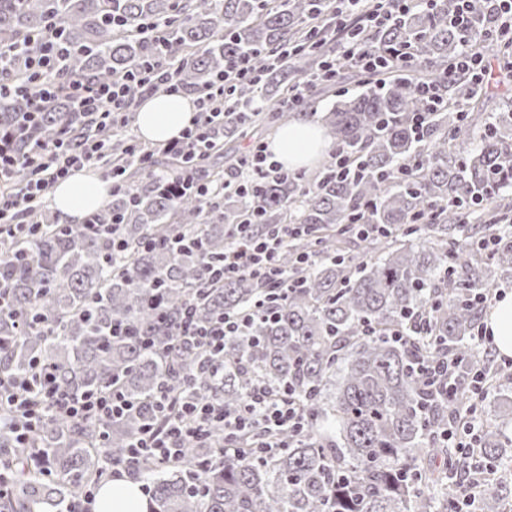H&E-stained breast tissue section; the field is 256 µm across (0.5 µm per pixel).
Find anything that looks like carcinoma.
Wrapping results in <instances>:
<instances>
[{
	"label": "carcinoma",
	"mask_w": 512,
	"mask_h": 512,
	"mask_svg": "<svg viewBox=\"0 0 512 512\" xmlns=\"http://www.w3.org/2000/svg\"><path fill=\"white\" fill-rule=\"evenodd\" d=\"M316 0H0V49H15L5 73L20 77L32 50L28 37L50 30L83 53L65 74L86 79L120 75L156 56L176 64L188 90L207 86L230 58L251 51L261 68L257 85H241L239 101L262 107L242 123L234 114L210 132L214 148L236 142L256 124L285 127L295 112L280 106L288 89L317 72L324 49L312 45L308 23ZM457 0H431L369 34L386 52L408 47L414 64L402 72L359 80L363 90L321 117L334 147L360 162L365 176L268 180L257 193L224 195L214 211L192 194L126 160L118 134L65 105L48 110L37 137L53 143L87 137L112 144L115 163L134 191L114 194L94 215L123 221L124 256L84 224L43 212L39 234L0 236V382L30 378L49 365L70 394L120 391L131 408L120 417L67 422L43 417L20 448L0 416V470L14 476L0 512H63L87 483L99 490L103 464L127 467L126 448L147 424L163 420L155 398L168 389L193 403L238 408L256 382L291 390L305 407L303 430L271 437L249 427L188 443L185 459L135 472L148 481L152 512H462L448 489L468 468L497 466L501 429L481 432L468 456L448 448L440 433L454 420L466 379L451 399H437L421 365L446 353L476 362L472 345L482 310L472 302L489 275L512 276V233L502 219L466 226L463 216L512 187V103L482 116L481 91L448 71L463 52L454 24ZM474 36L494 46L495 0H472ZM150 19L167 23L165 44L141 35ZM285 47L283 59L274 54ZM444 84L448 106L425 132L412 118L429 111L422 81ZM27 111L22 97L0 100V125ZM466 133L478 145L456 151L448 141ZM402 174L395 175L397 168ZM431 216L422 228L412 220ZM381 233L359 237L360 254L343 250L360 221ZM264 234L281 224L307 232L290 238L280 264L301 285L288 289L277 315L256 316L244 336L224 342V379L211 375L204 352L178 343L184 314L207 324L243 312L259 299V283L242 275L218 284L207 267L224 261L236 225ZM149 248H144L145 243ZM27 256L18 264L15 256ZM305 255L314 262L303 268ZM406 341L392 339L395 329ZM270 453L250 454L271 441ZM508 488L484 492L479 512H503Z\"/></svg>",
	"instance_id": "obj_1"
}]
</instances>
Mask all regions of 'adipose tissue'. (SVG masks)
I'll list each match as a JSON object with an SVG mask.
<instances>
[{
    "mask_svg": "<svg viewBox=\"0 0 512 512\" xmlns=\"http://www.w3.org/2000/svg\"><path fill=\"white\" fill-rule=\"evenodd\" d=\"M196 106L191 96L157 94L146 98L137 109L136 127L142 140L165 143L179 138L191 127ZM322 127L305 118L282 128L271 142L277 161L290 168L315 164L328 150ZM108 195L107 184L97 174L81 170L59 180L51 190L54 209L79 218L101 205ZM94 512H150L141 485L130 477L113 479L96 496Z\"/></svg>",
    "mask_w": 512,
    "mask_h": 512,
    "instance_id": "adipose-tissue-1",
    "label": "adipose tissue"
}]
</instances>
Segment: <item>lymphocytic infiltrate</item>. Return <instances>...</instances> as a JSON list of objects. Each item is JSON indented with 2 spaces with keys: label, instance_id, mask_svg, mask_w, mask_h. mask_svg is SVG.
Returning a JSON list of instances; mask_svg holds the SVG:
<instances>
[{
  "label": "lymphocytic infiltrate",
  "instance_id": "lymphocytic-infiltrate-1",
  "mask_svg": "<svg viewBox=\"0 0 512 512\" xmlns=\"http://www.w3.org/2000/svg\"><path fill=\"white\" fill-rule=\"evenodd\" d=\"M331 2L336 6L332 23L312 21L309 31L317 42L334 46L336 52L323 61L318 78L299 81L291 98L298 109L306 105L317 83L335 80L341 62H348L363 74L375 75L404 68L412 59L408 51L397 50L386 55L375 45L351 39L349 35L353 29L369 32L386 25L407 8L409 0ZM35 41L38 50L29 55L23 77L0 81V99L14 95L27 98L29 102L27 117L0 132V232L8 230L26 235L35 231L32 209L42 205L48 190L68 176L72 168L92 165L105 169L113 190L129 188L119 170L111 168L109 157L99 142L86 140L75 148L65 141L45 146L32 142V130L42 112L63 100L77 112L96 116L101 125L122 126L132 108L127 97L129 85H140L150 93L159 81L164 92L182 90L174 79H163L165 66L157 61L140 63L119 76L90 81L68 78L64 75L65 49L57 38L41 34ZM259 79L254 54L243 52L230 60L199 96L192 127L186 129L181 138L166 144L164 153L181 157L201 155L210 126L223 119L225 113L238 112L234 97L237 85L255 83ZM287 175V169L272 161L267 144L261 141L249 146L234 173L221 183L201 180L189 170L181 179L200 199L211 203L223 199L225 193L246 194L263 181ZM289 232V227L284 225L274 234L259 236L252 232L250 225H237V243L225 250L222 265L208 269L209 280L218 283L247 273L262 280L276 300H285L289 280L279 266L278 254ZM249 319L246 313L227 314L202 328L189 321L183 325L179 339L207 349L213 356L209 369L220 378L224 375V362L220 358L224 340L243 331ZM37 376L39 382L35 385L23 379L0 387V397L14 412L13 429L18 442H26L40 418L50 411L70 419L88 420L117 417L128 409L127 401L112 392L75 395L59 391L56 378L48 368H40ZM157 402L166 422L160 427L145 428L130 443L126 455L131 463L152 460L161 464L183 456L185 443L207 434L218 421L230 431L258 425L273 435L286 428L302 429L305 418L293 394L273 391L262 383L254 385L245 404L232 412L220 403L182 402L168 390L159 393Z\"/></svg>",
  "mask_w": 512,
  "mask_h": 512
}]
</instances>
